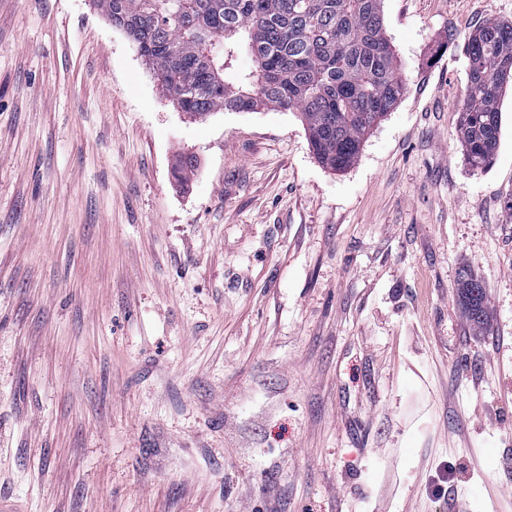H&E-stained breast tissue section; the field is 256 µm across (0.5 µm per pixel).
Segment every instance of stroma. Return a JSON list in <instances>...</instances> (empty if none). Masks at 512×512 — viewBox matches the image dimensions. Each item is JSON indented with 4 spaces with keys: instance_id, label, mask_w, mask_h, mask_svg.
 Segmentation results:
<instances>
[{
    "instance_id": "stroma-1",
    "label": "stroma",
    "mask_w": 512,
    "mask_h": 512,
    "mask_svg": "<svg viewBox=\"0 0 512 512\" xmlns=\"http://www.w3.org/2000/svg\"><path fill=\"white\" fill-rule=\"evenodd\" d=\"M383 14L407 90L335 172L92 0H0V512H512V89L485 171L456 114L512 0ZM457 296L465 309L468 319L474 325L487 320V308L483 285L471 271L463 270L456 282Z\"/></svg>"
}]
</instances>
